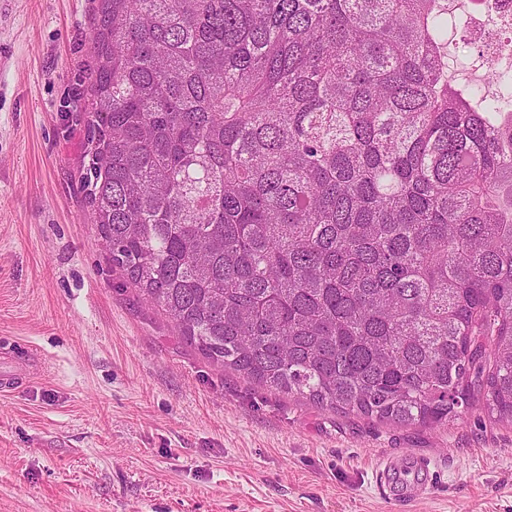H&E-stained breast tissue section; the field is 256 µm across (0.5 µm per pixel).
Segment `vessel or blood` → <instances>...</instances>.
Masks as SVG:
<instances>
[{"instance_id": "1", "label": "vessel or blood", "mask_w": 512, "mask_h": 512, "mask_svg": "<svg viewBox=\"0 0 512 512\" xmlns=\"http://www.w3.org/2000/svg\"><path fill=\"white\" fill-rule=\"evenodd\" d=\"M36 354L11 357L0 363V390L14 389L28 375L41 368ZM429 461L411 457L394 462L383 461L376 472L377 481L386 498L394 503L404 504L423 497L431 484Z\"/></svg>"}]
</instances>
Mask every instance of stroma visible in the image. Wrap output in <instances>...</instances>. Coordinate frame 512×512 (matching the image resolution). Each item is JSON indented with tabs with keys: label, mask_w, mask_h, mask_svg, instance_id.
<instances>
[{
	"label": "stroma",
	"mask_w": 512,
	"mask_h": 512,
	"mask_svg": "<svg viewBox=\"0 0 512 512\" xmlns=\"http://www.w3.org/2000/svg\"><path fill=\"white\" fill-rule=\"evenodd\" d=\"M93 0H0V512H512V423L406 426L274 394L187 344L97 244L82 183ZM430 461L405 506L379 463ZM3 350H1L0 362L2 364V367L0 365V390L2 392L14 389L28 375L42 367L41 359L34 353L13 357L9 355L10 352ZM6 358L8 361H5Z\"/></svg>",
	"instance_id": "obj_1"
}]
</instances>
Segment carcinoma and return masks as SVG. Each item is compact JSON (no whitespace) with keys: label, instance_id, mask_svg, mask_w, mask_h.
<instances>
[{"label":"carcinoma","instance_id":"1","mask_svg":"<svg viewBox=\"0 0 512 512\" xmlns=\"http://www.w3.org/2000/svg\"><path fill=\"white\" fill-rule=\"evenodd\" d=\"M447 0H98L87 204L212 362L404 425L512 422V115ZM463 41L459 34H455L454 38L448 42V80L457 87L467 88L475 84H480L485 87V90L492 94L496 90V85L488 87L485 83L481 82L480 77L478 75L469 74L462 71L452 70L454 64H456L455 60H468L469 57L474 55V49L471 45L469 46V51L466 57H461L462 54L465 53V49L463 48ZM466 43V42H465ZM454 61V62H453Z\"/></svg>","mask_w":512,"mask_h":512}]
</instances>
